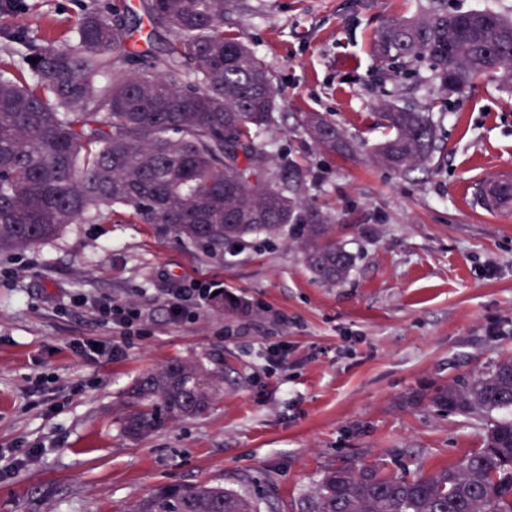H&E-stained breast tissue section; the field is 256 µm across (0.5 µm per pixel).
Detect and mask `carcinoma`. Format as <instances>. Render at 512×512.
<instances>
[{
	"mask_svg": "<svg viewBox=\"0 0 512 512\" xmlns=\"http://www.w3.org/2000/svg\"><path fill=\"white\" fill-rule=\"evenodd\" d=\"M237 0H139L141 24L116 7L83 13L75 40L30 46L38 80L0 74V254L52 240L70 224L112 217L126 206L215 255L247 236L288 233L314 276L343 280L352 256L335 218L303 199L299 174L275 172L263 138L275 121L273 74L239 37L224 32ZM171 46L149 48L156 29ZM383 69L426 60L442 91L459 92L488 69L512 84V20L444 8L400 19L374 36ZM394 134L370 161L394 172L437 151L426 112L379 104ZM310 139L349 153L335 126L312 114ZM224 392V374L175 362L134 381L120 408L121 429L140 441L181 420L206 415ZM436 407L483 417L512 411V356L463 383L436 387ZM127 512H255L238 492L206 483L166 484ZM314 512H512V417L491 422L483 448L429 475L393 476L379 465L328 470Z\"/></svg>",
	"mask_w": 512,
	"mask_h": 512,
	"instance_id": "1",
	"label": "carcinoma"
}]
</instances>
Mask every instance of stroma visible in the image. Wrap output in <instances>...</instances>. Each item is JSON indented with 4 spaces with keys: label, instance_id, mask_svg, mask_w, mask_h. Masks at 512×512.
Here are the masks:
<instances>
[{
    "label": "stroma",
    "instance_id": "stroma-1",
    "mask_svg": "<svg viewBox=\"0 0 512 512\" xmlns=\"http://www.w3.org/2000/svg\"><path fill=\"white\" fill-rule=\"evenodd\" d=\"M439 1L512 17V0H242L224 17L277 78L273 166H298L308 198L334 214L353 259L342 281L315 279L289 238L252 235L214 256L126 207L0 255V512H124L157 485L197 482L257 512H312L327 470L427 475L482 448L486 420L424 396L512 355V218L461 201L512 167V87L488 75L440 108L427 62L404 76L372 57L379 29ZM95 2L0 13V72L33 82L29 45L70 40ZM383 98L432 113L433 162L406 174L369 162L389 134L374 111ZM308 112L357 150L313 143ZM216 287L248 313L216 309ZM101 300L137 305L139 326L103 323ZM77 340L98 352H76ZM176 360L223 370V398L200 419L123 437L129 386Z\"/></svg>",
    "mask_w": 512,
    "mask_h": 512
}]
</instances>
